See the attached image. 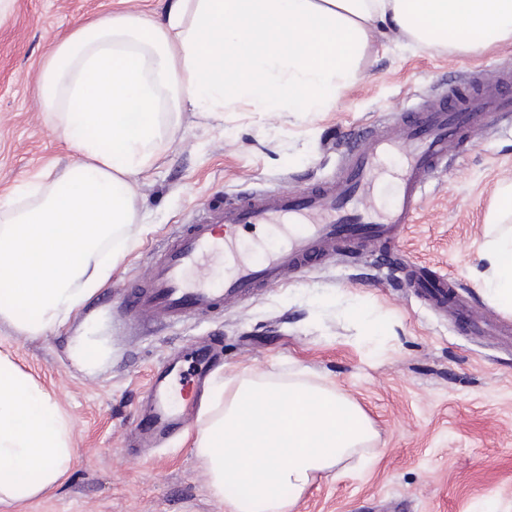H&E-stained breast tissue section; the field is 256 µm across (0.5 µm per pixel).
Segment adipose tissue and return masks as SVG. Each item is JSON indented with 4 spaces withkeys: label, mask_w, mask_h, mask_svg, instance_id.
Instances as JSON below:
<instances>
[{
    "label": "adipose tissue",
    "mask_w": 512,
    "mask_h": 512,
    "mask_svg": "<svg viewBox=\"0 0 512 512\" xmlns=\"http://www.w3.org/2000/svg\"><path fill=\"white\" fill-rule=\"evenodd\" d=\"M459 52L512 41V0H172L163 22L108 14L56 43L38 98L80 154L30 198L0 199V320L27 336L66 322L112 274L102 247L135 222L136 185L182 113L216 122L323 112L353 81L376 25ZM484 293L512 311V228L484 255ZM194 447L224 512H290L316 474L372 438L365 413L301 379L217 386ZM74 450L54 402L0 358V504L40 496Z\"/></svg>",
    "instance_id": "adipose-tissue-1"
}]
</instances>
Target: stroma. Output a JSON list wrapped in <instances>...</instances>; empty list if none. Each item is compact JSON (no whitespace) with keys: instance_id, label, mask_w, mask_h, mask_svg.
Masks as SVG:
<instances>
[{"instance_id":"obj_1","label":"stroma","mask_w":512,"mask_h":512,"mask_svg":"<svg viewBox=\"0 0 512 512\" xmlns=\"http://www.w3.org/2000/svg\"><path fill=\"white\" fill-rule=\"evenodd\" d=\"M168 0H13L0 21V197L76 161L38 109L41 65L80 22L134 9L160 21ZM512 62V42L478 52L373 35L357 78L328 111H256L237 102L217 123L184 113L140 182L134 245L120 249L108 284L58 328L25 336L0 320V355L51 400L75 459L39 497L0 512H224L209 489L190 424L144 457L127 451L149 380L174 352L217 344L210 385L249 370L302 378L357 404L371 441L316 477L290 512H512V347L468 331L405 282L411 263L453 278L475 314L512 323L481 290L482 256L512 182V112L480 127L433 175L390 251L360 245L217 313L163 322L125 317L122 290L143 279L180 225L242 193L297 190L336 177L348 138L392 114ZM371 313L373 323L352 316ZM90 336L105 353L88 372L67 353Z\"/></svg>"}]
</instances>
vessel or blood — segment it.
Returning a JSON list of instances; mask_svg holds the SVG:
<instances>
[{
	"label": "vessel or blood",
	"mask_w": 512,
	"mask_h": 512,
	"mask_svg": "<svg viewBox=\"0 0 512 512\" xmlns=\"http://www.w3.org/2000/svg\"><path fill=\"white\" fill-rule=\"evenodd\" d=\"M512 112V64L498 65L470 83L469 93L449 88L447 96L408 112L378 130L351 139L335 180L299 190L254 191L238 201L212 206L204 216L182 225L143 285L125 288L124 312L132 318L183 319L223 310L254 297L288 272L309 266L323 255L353 242L390 243L409 224L433 174L462 141L475 118L495 119ZM389 155L404 161L398 191L389 207L373 213L366 201L380 161ZM274 226L279 248L261 260L240 253L231 236L243 228ZM228 255L220 280L196 273L209 260ZM413 288L444 309L455 285L443 275L417 273ZM193 369L182 357L165 362L152 379L143 432L165 435L182 427L211 363L208 352H192Z\"/></svg>",
	"instance_id": "b4317fda"
}]
</instances>
